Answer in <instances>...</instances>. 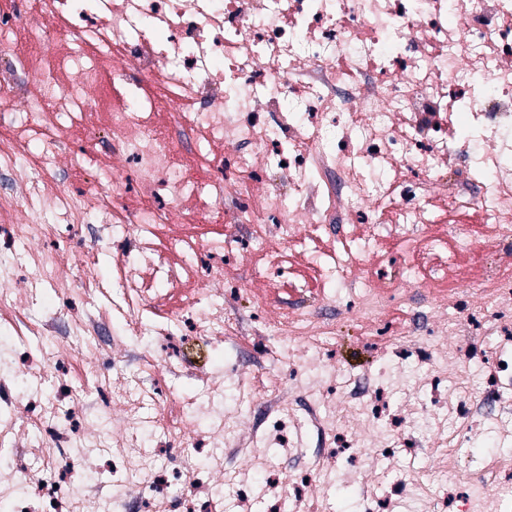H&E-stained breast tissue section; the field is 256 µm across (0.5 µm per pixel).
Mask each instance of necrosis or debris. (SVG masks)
I'll return each instance as SVG.
<instances>
[{
    "mask_svg": "<svg viewBox=\"0 0 512 512\" xmlns=\"http://www.w3.org/2000/svg\"><path fill=\"white\" fill-rule=\"evenodd\" d=\"M22 39L38 53L18 51ZM0 86L12 92L0 237L13 245L0 325L43 342L36 354L0 344V512H224L228 478L238 512H252L254 441L309 428L345 432L378 466V449L404 440L381 423L385 373L323 387V340L347 322L340 289L366 314L402 298L414 310L404 336H441L404 381L419 395L401 410L447 435V493L419 500L405 483L362 496L360 512L415 500L449 512L459 495L465 512H512V456L467 468L455 452L487 435L512 445V356L486 376L466 344L471 303L488 335L512 327V0H8ZM78 223L71 251L45 248ZM106 249L128 335L191 328L177 355L189 368L262 313L279 356L302 361L307 408L275 394L264 427L238 408L243 378L205 375L181 399L161 368L144 386L148 351L112 336L100 310L93 266ZM48 292L59 306L45 314ZM106 350L108 373L90 363ZM79 355L86 387L44 388ZM144 421L170 456L205 447L204 462L158 470ZM228 453L240 460L229 473ZM332 469L322 454L266 482L267 512L286 498L322 512L312 491Z\"/></svg>",
    "mask_w": 512,
    "mask_h": 512,
    "instance_id": "obj_1",
    "label": "necrosis or debris"
}]
</instances>
